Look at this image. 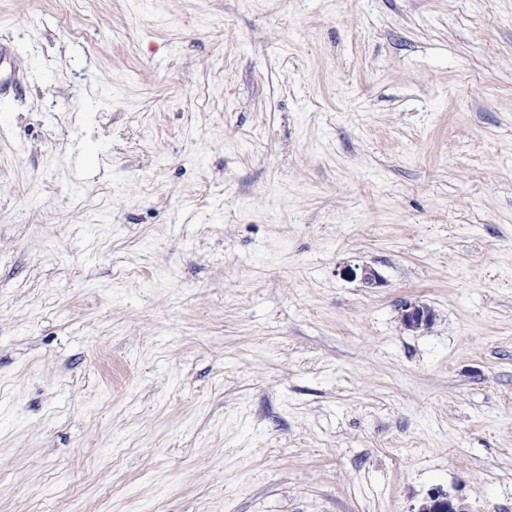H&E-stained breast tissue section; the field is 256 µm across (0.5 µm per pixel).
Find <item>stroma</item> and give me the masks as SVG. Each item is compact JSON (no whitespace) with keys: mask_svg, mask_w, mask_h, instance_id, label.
<instances>
[{"mask_svg":"<svg viewBox=\"0 0 512 512\" xmlns=\"http://www.w3.org/2000/svg\"><path fill=\"white\" fill-rule=\"evenodd\" d=\"M1 43L0 512H512V0H0ZM399 309L401 323L409 331L428 329L436 319L434 309L419 301L404 300ZM460 503V499L437 487L427 493L417 512H464Z\"/></svg>","mask_w":512,"mask_h":512,"instance_id":"35a3bbf8","label":"stroma"}]
</instances>
